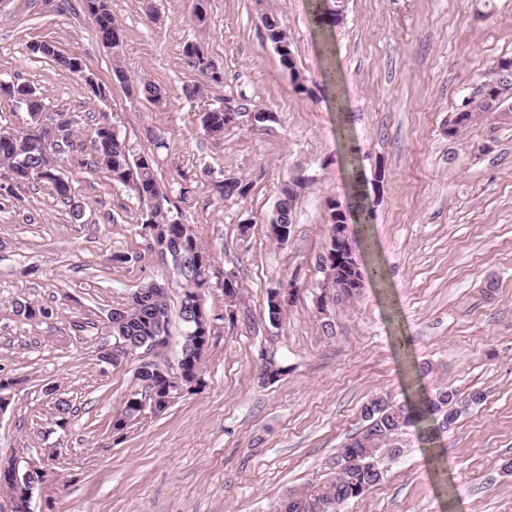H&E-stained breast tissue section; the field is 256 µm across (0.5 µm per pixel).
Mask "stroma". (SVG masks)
<instances>
[{
    "mask_svg": "<svg viewBox=\"0 0 512 512\" xmlns=\"http://www.w3.org/2000/svg\"><path fill=\"white\" fill-rule=\"evenodd\" d=\"M193 6L112 0L123 30L116 57L81 0H0V81L29 84L46 111L74 116L82 152L104 120L135 153L149 149L148 132L164 139L162 179L173 191L181 174L197 180L182 218L213 263L204 386L120 435L112 419L135 389L140 358L100 362L115 344L108 314L172 275L147 247L140 202L105 173L69 166L80 217L37 183L0 209V382L11 397L0 457L47 469L31 512H269L324 474L361 431L372 395L400 402L439 386L487 399L434 447L408 431L382 482L344 512H512V112L447 134L470 87L512 57V0H346L340 24L324 31L311 0H210L201 27ZM266 11L288 33L307 93H295L264 38ZM40 41L81 57L109 98H90L80 76L33 55ZM191 41L224 70L223 83L196 99L183 92L199 79L182 54ZM117 64L131 83L164 89L163 103L128 95L113 81ZM242 95L275 121L205 136L202 112ZM352 157L371 211L369 223L348 227L364 286L339 305L329 336L314 262L330 204L352 202ZM227 177L248 183L246 197H219L214 185ZM292 182L291 235L279 245L267 225ZM230 269L242 285L231 313ZM288 281L297 294L274 328L267 296ZM17 300L47 317L16 316ZM268 362L286 374L262 382ZM426 363L431 372L417 375Z\"/></svg>",
    "mask_w": 512,
    "mask_h": 512,
    "instance_id": "35a3bbf8",
    "label": "stroma"
}]
</instances>
